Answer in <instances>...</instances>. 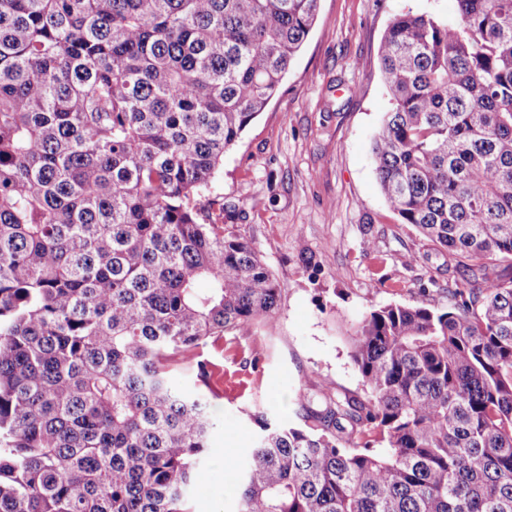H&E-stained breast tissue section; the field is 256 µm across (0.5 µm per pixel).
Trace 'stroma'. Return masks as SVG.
<instances>
[{"mask_svg":"<svg viewBox=\"0 0 512 512\" xmlns=\"http://www.w3.org/2000/svg\"><path fill=\"white\" fill-rule=\"evenodd\" d=\"M407 10L451 20L456 2L320 0L280 92L225 153L205 194L232 212L229 230L254 248L282 293L269 319L174 366L175 384L207 395L215 422L192 512H235L257 418L301 423L302 389L363 398L348 336L371 307L444 302L461 279L456 256L389 209L372 166V138L389 106L378 48Z\"/></svg>","mask_w":512,"mask_h":512,"instance_id":"1","label":"stroma"}]
</instances>
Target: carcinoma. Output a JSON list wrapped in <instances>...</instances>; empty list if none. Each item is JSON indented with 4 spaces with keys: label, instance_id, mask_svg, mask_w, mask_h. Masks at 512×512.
<instances>
[{
    "label": "carcinoma",
    "instance_id": "cac0c4a2",
    "mask_svg": "<svg viewBox=\"0 0 512 512\" xmlns=\"http://www.w3.org/2000/svg\"><path fill=\"white\" fill-rule=\"evenodd\" d=\"M319 2L0 0V512H189L214 422L170 363L281 293L196 200ZM456 5L389 23L372 154L465 275L369 310L364 399L303 390V424L259 422L237 512H512V0Z\"/></svg>",
    "mask_w": 512,
    "mask_h": 512
}]
</instances>
